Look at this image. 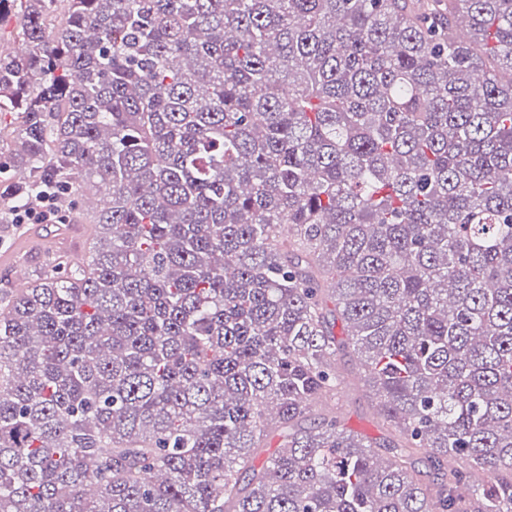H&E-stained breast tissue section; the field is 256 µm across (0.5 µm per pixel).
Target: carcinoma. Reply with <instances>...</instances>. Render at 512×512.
Listing matches in <instances>:
<instances>
[{
	"label": "carcinoma",
	"mask_w": 512,
	"mask_h": 512,
	"mask_svg": "<svg viewBox=\"0 0 512 512\" xmlns=\"http://www.w3.org/2000/svg\"><path fill=\"white\" fill-rule=\"evenodd\" d=\"M12 18L0 196L100 209L88 259L0 297V512H512V0ZM336 320L383 455L301 425Z\"/></svg>",
	"instance_id": "cac0c4a2"
}]
</instances>
